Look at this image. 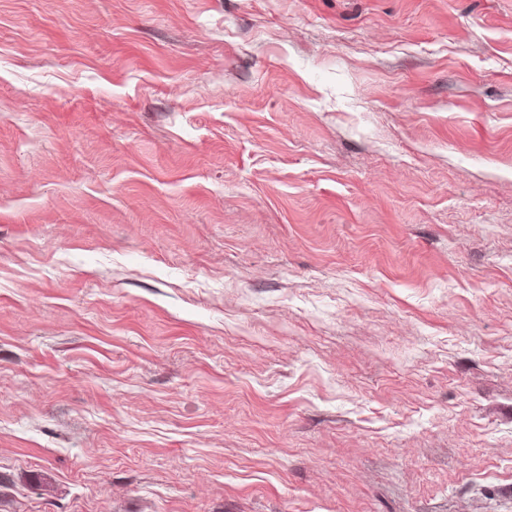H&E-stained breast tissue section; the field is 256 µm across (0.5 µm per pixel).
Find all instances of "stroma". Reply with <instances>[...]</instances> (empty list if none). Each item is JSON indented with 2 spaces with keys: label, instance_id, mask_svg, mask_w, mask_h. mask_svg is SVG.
Wrapping results in <instances>:
<instances>
[{
  "label": "stroma",
  "instance_id": "1",
  "mask_svg": "<svg viewBox=\"0 0 512 512\" xmlns=\"http://www.w3.org/2000/svg\"><path fill=\"white\" fill-rule=\"evenodd\" d=\"M0 512H512V0H0Z\"/></svg>",
  "mask_w": 512,
  "mask_h": 512
}]
</instances>
